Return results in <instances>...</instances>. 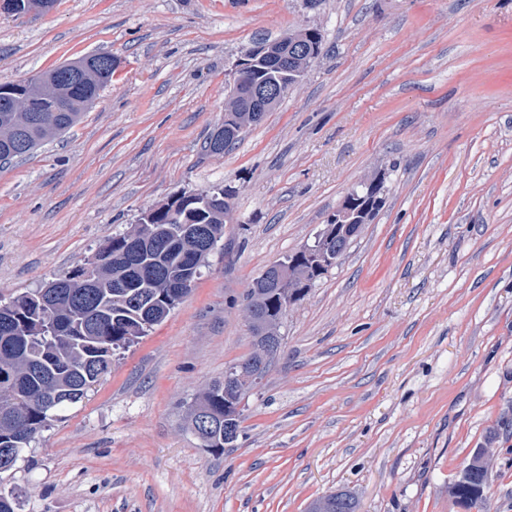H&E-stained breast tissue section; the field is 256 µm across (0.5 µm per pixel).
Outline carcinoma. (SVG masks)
Segmentation results:
<instances>
[{
    "label": "carcinoma",
    "instance_id": "obj_1",
    "mask_svg": "<svg viewBox=\"0 0 512 512\" xmlns=\"http://www.w3.org/2000/svg\"><path fill=\"white\" fill-rule=\"evenodd\" d=\"M33 89L24 83H1L0 101L5 98L30 102L33 109L55 104L50 94L51 72L36 78ZM68 111L57 113L58 130L48 132L27 111L0 112V155L22 158L36 147L67 132L88 109L80 91L70 94ZM224 188L214 186L205 196L209 202L178 206V218L171 209L146 210L140 220L150 225L191 224L203 230L217 246L224 236ZM126 247L123 235L105 242L85 266L45 283L40 288L0 299V451L16 454L33 441L58 413L81 402L87 391L111 372L117 351L147 335L164 321L172 309L189 295L209 253H187L176 239L164 250L145 248L127 254L124 261L116 254ZM96 271L95 282L80 286L88 269ZM121 277L128 288L112 287ZM65 287L59 307L39 308V298L47 288ZM268 315L279 312L281 302L270 289L254 298ZM245 358L229 365L224 379L206 389L198 405L222 418L234 410L238 390L230 383L233 371ZM487 469L473 458L451 486V494L468 510L484 512ZM332 512H357V502L345 493H332Z\"/></svg>",
    "mask_w": 512,
    "mask_h": 512
}]
</instances>
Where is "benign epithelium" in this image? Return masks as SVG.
Masks as SVG:
<instances>
[{
	"instance_id": "7a95c632",
	"label": "benign epithelium",
	"mask_w": 512,
	"mask_h": 512,
	"mask_svg": "<svg viewBox=\"0 0 512 512\" xmlns=\"http://www.w3.org/2000/svg\"><path fill=\"white\" fill-rule=\"evenodd\" d=\"M314 29H305L295 34L281 37L274 41L260 42L246 47L232 73L230 94L224 108V121L233 124L232 133L238 134L245 127L261 122L266 112L270 111L279 99L288 95L305 75L310 62L316 59L309 39ZM255 56L276 61L281 71L285 72L286 81L280 84H263L255 81L244 65V61ZM120 59L114 54L100 56L95 54L63 65L56 81V97L63 98L71 91L86 87V101L93 102L99 90L88 83V74L98 68L115 70ZM366 194L358 197L346 194L336 216V232L329 233L321 241L318 250L304 249L307 264L290 262L282 267L275 263L271 266L270 283L273 287L286 293L287 305H292L298 297L297 289L308 283L310 271L334 265L347 252L352 242L362 233L365 225L371 223V215L380 203L383 194V178L379 175L362 182ZM169 238V228L159 227L149 233L134 234L128 241L131 249L144 244L154 247L163 245ZM248 327L255 329V334L262 337L260 356L266 357L271 343L270 339L278 336L279 320L259 318L252 309H247ZM194 431L207 435L217 429L219 424L210 412L200 410L193 423Z\"/></svg>"
}]
</instances>
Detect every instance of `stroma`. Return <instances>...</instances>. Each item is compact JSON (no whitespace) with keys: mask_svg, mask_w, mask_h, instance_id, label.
Returning a JSON list of instances; mask_svg holds the SVG:
<instances>
[{"mask_svg":"<svg viewBox=\"0 0 512 512\" xmlns=\"http://www.w3.org/2000/svg\"><path fill=\"white\" fill-rule=\"evenodd\" d=\"M315 28L302 81L235 147L224 119L245 46ZM109 52L79 122L0 167V296L38 288L215 184L234 221L190 295L25 448L16 512H465L482 452L486 512H512V0H57L0 12V82ZM384 172L385 205L293 304L283 348L202 447L187 413L252 350L241 300ZM482 463L484 465L483 461ZM484 467L479 465L477 457H474L463 468L459 478L451 486L452 496L465 509H474L475 512L485 511L487 469Z\"/></svg>","mask_w":512,"mask_h":512,"instance_id":"obj_1","label":"stroma"}]
</instances>
